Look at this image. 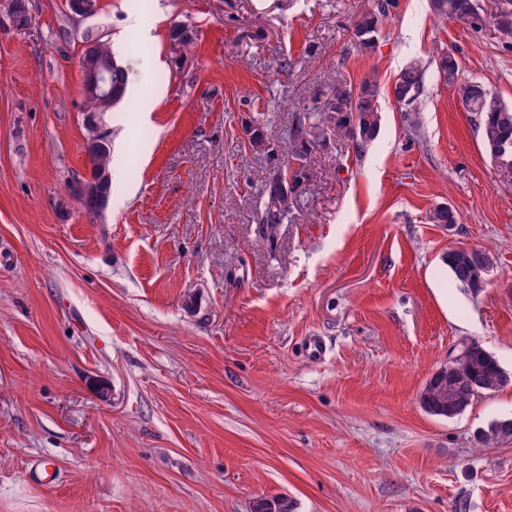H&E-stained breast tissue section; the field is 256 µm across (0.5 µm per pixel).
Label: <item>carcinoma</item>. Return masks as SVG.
<instances>
[{"instance_id": "1", "label": "carcinoma", "mask_w": 512, "mask_h": 512, "mask_svg": "<svg viewBox=\"0 0 512 512\" xmlns=\"http://www.w3.org/2000/svg\"><path fill=\"white\" fill-rule=\"evenodd\" d=\"M477 0H430L432 12L440 17L455 21L464 27L477 29L474 6ZM388 0H377L375 7L362 12L351 26V35L356 49L368 54L376 46L382 27V20L388 12ZM98 52L111 60L112 85L126 93V73L112 56L107 41L94 39ZM433 64L443 82L455 86L458 98L466 111L474 114L481 131L484 149L489 154L500 177L512 180V106L504 104L480 82L456 83L458 62L442 48L435 49ZM424 70L419 63L408 64L399 73L393 92L396 100L403 105L415 102L423 87ZM378 83L366 78L354 88L338 86L333 93L313 102L302 109L289 131L288 158L301 162L297 170L298 178L294 185L283 184L279 176H274L267 194L262 198L257 215V233L268 243H274L279 225L288 221L296 206L295 188L310 179L308 159L313 151L332 138H346L353 148L361 150L376 137L380 118L375 108ZM91 165L90 177L82 180L84 191L78 204L87 213L91 212L100 196L112 193L110 178L111 149L88 154ZM470 371L473 378L501 379L504 369L499 360L481 345L474 344ZM480 394L463 390L453 400L444 396L439 383H427L422 394L421 404L428 412L443 416L448 412V404L467 408ZM512 443V438H503L496 423L483 430L476 443L482 447H497ZM254 512H294V503L285 498L261 500L256 503Z\"/></svg>"}]
</instances>
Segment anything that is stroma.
Segmentation results:
<instances>
[{
  "label": "stroma",
  "instance_id": "stroma-1",
  "mask_svg": "<svg viewBox=\"0 0 512 512\" xmlns=\"http://www.w3.org/2000/svg\"><path fill=\"white\" fill-rule=\"evenodd\" d=\"M393 2L367 55L348 29L373 0H98L82 21L30 0L28 31L0 26V512H512V444L475 442L512 417V384L451 419L420 403L463 341L512 374V183L428 65L447 49L512 105V35ZM89 36L127 75L93 220L64 189L90 173ZM413 60L423 91L401 105ZM368 76L377 138L317 149L267 243L256 207L296 112ZM459 247L492 259L480 293L443 262ZM423 77V67L417 62L410 63L402 69L393 89L396 100L403 105L415 102L422 92Z\"/></svg>",
  "mask_w": 512,
  "mask_h": 512
}]
</instances>
